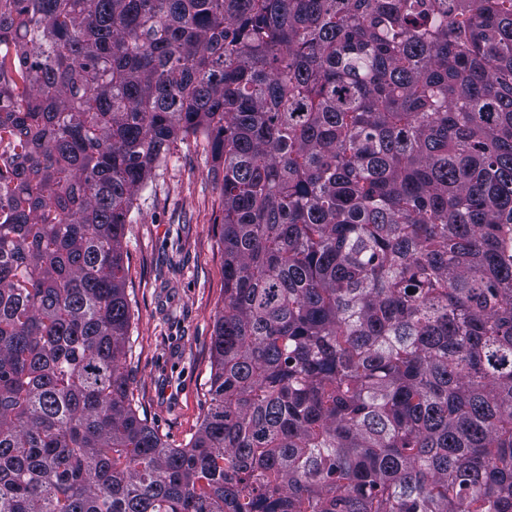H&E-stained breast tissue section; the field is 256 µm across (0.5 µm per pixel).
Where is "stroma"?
Returning <instances> with one entry per match:
<instances>
[{"mask_svg":"<svg viewBox=\"0 0 512 512\" xmlns=\"http://www.w3.org/2000/svg\"><path fill=\"white\" fill-rule=\"evenodd\" d=\"M222 178L205 136L176 141L125 229V366L139 414L174 448L192 439L207 410L210 341L224 306Z\"/></svg>","mask_w":512,"mask_h":512,"instance_id":"stroma-1","label":"stroma"}]
</instances>
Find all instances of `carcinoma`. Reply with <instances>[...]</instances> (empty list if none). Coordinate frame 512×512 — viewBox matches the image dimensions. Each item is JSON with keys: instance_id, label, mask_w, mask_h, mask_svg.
<instances>
[{"instance_id": "obj_1", "label": "carcinoma", "mask_w": 512, "mask_h": 512, "mask_svg": "<svg viewBox=\"0 0 512 512\" xmlns=\"http://www.w3.org/2000/svg\"><path fill=\"white\" fill-rule=\"evenodd\" d=\"M224 167L183 448L125 225ZM0 512H512V0H0Z\"/></svg>"}]
</instances>
